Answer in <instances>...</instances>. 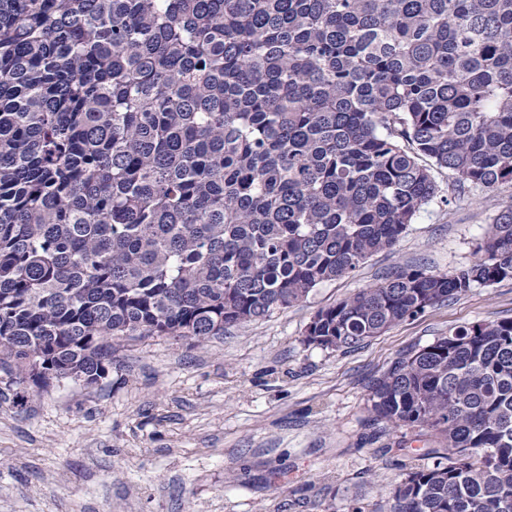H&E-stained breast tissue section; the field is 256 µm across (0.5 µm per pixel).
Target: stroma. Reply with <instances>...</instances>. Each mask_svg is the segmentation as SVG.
<instances>
[{
	"label": "stroma",
	"instance_id": "1",
	"mask_svg": "<svg viewBox=\"0 0 512 512\" xmlns=\"http://www.w3.org/2000/svg\"><path fill=\"white\" fill-rule=\"evenodd\" d=\"M512 185L424 206L397 244L301 303L198 342L126 336L100 385L0 397V512H389L433 467L410 429L374 421L369 386L400 354L512 319V280L472 288L345 351L307 343L316 312L402 266L448 272Z\"/></svg>",
	"mask_w": 512,
	"mask_h": 512
}]
</instances>
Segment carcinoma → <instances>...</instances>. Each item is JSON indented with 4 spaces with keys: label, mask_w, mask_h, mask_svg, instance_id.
Returning <instances> with one entry per match:
<instances>
[{
    "label": "carcinoma",
    "mask_w": 512,
    "mask_h": 512,
    "mask_svg": "<svg viewBox=\"0 0 512 512\" xmlns=\"http://www.w3.org/2000/svg\"><path fill=\"white\" fill-rule=\"evenodd\" d=\"M512 184V0H0V372L92 387L121 336L205 340ZM448 272L319 310L355 348L512 279V205ZM373 419L440 461L392 512H512V319L395 359Z\"/></svg>",
    "instance_id": "1"
}]
</instances>
